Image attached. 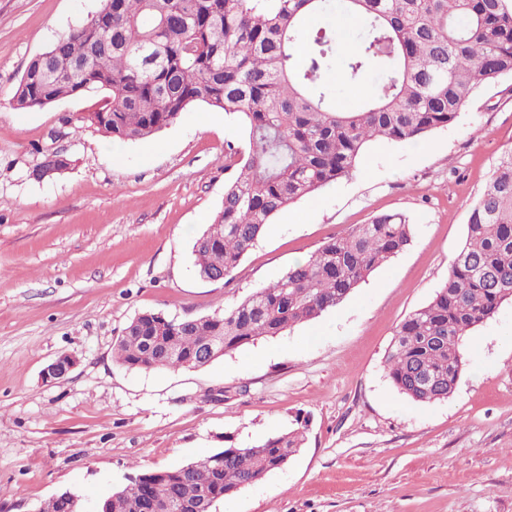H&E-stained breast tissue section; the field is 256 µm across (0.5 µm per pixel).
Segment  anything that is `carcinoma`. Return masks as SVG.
<instances>
[{
  "mask_svg": "<svg viewBox=\"0 0 512 512\" xmlns=\"http://www.w3.org/2000/svg\"><path fill=\"white\" fill-rule=\"evenodd\" d=\"M357 28L336 60V7ZM93 21L57 40L28 65L11 106L44 108L89 89L104 93L84 121L103 136L144 140L204 104L242 120L249 151L213 222L193 245L206 280L229 276L272 218L316 190L352 175L367 144L409 142L453 123L471 95L512 76V0H103ZM311 17L324 19L316 30ZM307 38L298 64L295 46ZM381 78L353 112L336 110L340 72L349 85ZM401 214H383L324 242L275 283L232 308L196 318L145 312L114 345L117 363L138 370L197 368L207 345L226 355L320 317L412 241ZM512 300V150L503 153L470 208L465 242L432 300L397 327L386 375L419 404L450 398L464 373V340ZM305 426L248 447L229 445L171 470L135 475L141 493L117 490L106 512L159 508L192 493L197 512L285 467Z\"/></svg>",
  "mask_w": 512,
  "mask_h": 512,
  "instance_id": "carcinoma-1",
  "label": "carcinoma"
}]
</instances>
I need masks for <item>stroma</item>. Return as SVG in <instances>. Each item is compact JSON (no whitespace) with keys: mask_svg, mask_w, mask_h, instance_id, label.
Wrapping results in <instances>:
<instances>
[{"mask_svg":"<svg viewBox=\"0 0 512 512\" xmlns=\"http://www.w3.org/2000/svg\"><path fill=\"white\" fill-rule=\"evenodd\" d=\"M101 0H0V512H39L55 493L88 512L130 475L245 447L307 420L283 469L216 512H512V301L466 340L446 401L390 384L398 325L446 280L470 208L512 148V77L415 142H373L353 174L291 204L230 276L204 281L192 247L224 200L243 123L203 105L140 142L86 123L89 91L31 112L11 106L30 61ZM59 151L62 174L34 179ZM400 213L410 246L316 321L209 366L141 371L112 348L144 312L232 307L326 240ZM74 369L44 384L56 357Z\"/></svg>","mask_w":512,"mask_h":512,"instance_id":"obj_1","label":"stroma"}]
</instances>
